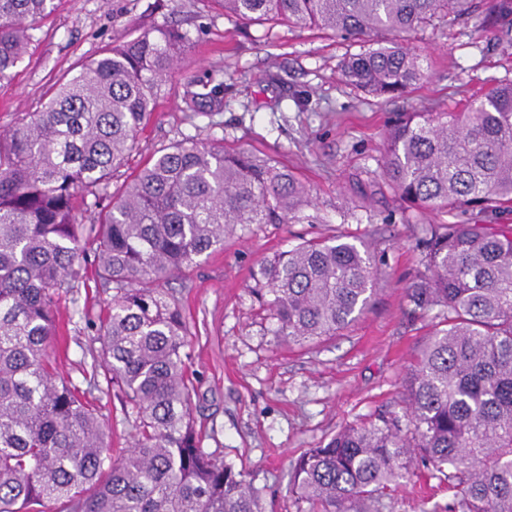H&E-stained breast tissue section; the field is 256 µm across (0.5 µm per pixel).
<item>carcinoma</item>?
I'll use <instances>...</instances> for the list:
<instances>
[{"label":"carcinoma","mask_w":512,"mask_h":512,"mask_svg":"<svg viewBox=\"0 0 512 512\" xmlns=\"http://www.w3.org/2000/svg\"><path fill=\"white\" fill-rule=\"evenodd\" d=\"M234 22L286 21L386 44L348 57L345 81L373 97L425 78L409 41L472 0H209ZM54 0H0V82L28 53ZM487 22L512 35V0ZM190 43L159 27L120 39L60 78L34 112L0 132V512H264L243 474L200 447L191 413L187 326L159 288L246 224H285L311 205L275 161L185 136L150 155L119 192L112 178ZM222 85L186 92L187 108L222 104ZM381 176L420 209L467 214L435 224L406 286L411 311L437 325L404 379L403 415L380 416L309 448L290 482L309 512H383L413 468L448 487V512H512V83L459 112H407L386 135ZM110 199L94 224L77 202ZM95 244V287L112 291L98 340L135 413L133 445L110 453L96 409L58 376L46 346L57 301ZM364 246L307 241L261 269L255 293L289 343L334 336L376 288Z\"/></svg>","instance_id":"cac0c4a2"}]
</instances>
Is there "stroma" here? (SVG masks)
<instances>
[{
  "instance_id": "stroma-1",
  "label": "stroma",
  "mask_w": 512,
  "mask_h": 512,
  "mask_svg": "<svg viewBox=\"0 0 512 512\" xmlns=\"http://www.w3.org/2000/svg\"><path fill=\"white\" fill-rule=\"evenodd\" d=\"M416 34L427 76L395 99L347 84L342 61L368 41L329 31L228 21L206 0H55L54 14L10 80L0 83V129L35 111L46 91L106 44L154 27L189 32L187 53L164 88L139 147L112 181L120 186L155 151L185 135L223 140L228 152L272 158L312 199L285 224H248L192 269L164 280L188 326L187 369L197 386L192 415L202 446L243 472L266 512H298L290 471L306 449L345 426L402 411L403 378L431 330L407 313L406 284L421 267L417 247L446 211L404 202L383 180L386 132L403 112H457L470 98L512 81V43L487 32L492 0ZM223 84L221 109L188 111L187 87ZM342 237L377 260V292L348 329L288 344L254 294L259 268L303 241ZM110 294L78 286L57 304L59 334L47 352L62 377L84 385L100 345L95 323ZM112 444L130 447L135 416L106 385L87 393ZM449 496L415 472L385 512H446Z\"/></svg>"
}]
</instances>
